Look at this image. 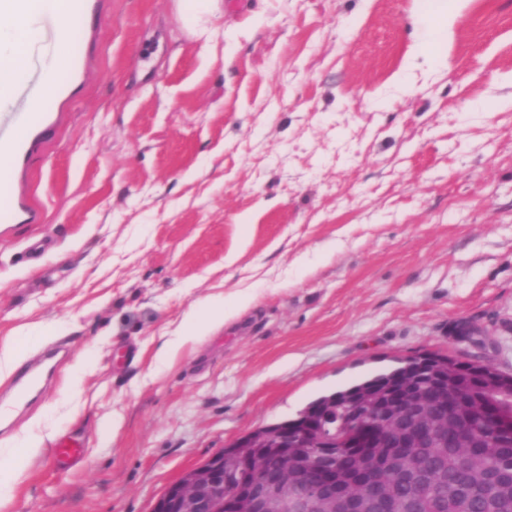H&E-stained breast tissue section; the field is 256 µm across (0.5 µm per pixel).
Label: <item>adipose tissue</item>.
<instances>
[{"mask_svg": "<svg viewBox=\"0 0 512 512\" xmlns=\"http://www.w3.org/2000/svg\"><path fill=\"white\" fill-rule=\"evenodd\" d=\"M177 8L185 26L193 29L198 37L211 40L222 18L219 0H178ZM43 16L55 18L59 23L57 39L44 73L43 90L51 91L61 77L68 49L66 31L71 19L65 11L64 0H35L34 14L0 20V85L14 83L27 75L31 48L43 39L39 23ZM228 304L241 310L249 306L250 299L240 296ZM228 304L212 300L203 306L191 307L181 336L178 340L164 343L158 353L159 361H168L183 344L197 340L212 326L223 323L224 307Z\"/></svg>", "mask_w": 512, "mask_h": 512, "instance_id": "adipose-tissue-1", "label": "adipose tissue"}]
</instances>
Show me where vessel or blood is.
Returning <instances> with one entry per match:
<instances>
[{
    "instance_id": "1",
    "label": "vessel or blood",
    "mask_w": 512,
    "mask_h": 512,
    "mask_svg": "<svg viewBox=\"0 0 512 512\" xmlns=\"http://www.w3.org/2000/svg\"><path fill=\"white\" fill-rule=\"evenodd\" d=\"M106 7V0H68L71 19L84 24V43L97 40ZM89 71V57L82 50L72 54L68 77L53 92L47 93L36 85L22 82L0 88V157L7 161L6 166L0 169V183L10 188L6 200L0 202L1 222L10 226L41 222L42 213L23 186L28 162L38 146L52 139L64 107L75 100ZM21 94L37 101L36 111L14 110L13 104ZM63 353L60 347L48 349L41 359L24 365L12 378L7 396L0 399L1 423H9L12 413L40 392L49 378L50 363Z\"/></svg>"
}]
</instances>
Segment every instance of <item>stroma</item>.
<instances>
[{
	"mask_svg": "<svg viewBox=\"0 0 512 512\" xmlns=\"http://www.w3.org/2000/svg\"><path fill=\"white\" fill-rule=\"evenodd\" d=\"M429 2L242 0L206 47L176 0H112L99 75L31 162L45 221L0 238V344L69 349L0 433L42 438L0 512H151L216 450L418 354L512 373V0H450L402 88ZM240 292L158 364L191 306ZM61 435L85 443L64 472Z\"/></svg>",
	"mask_w": 512,
	"mask_h": 512,
	"instance_id": "obj_1",
	"label": "stroma"
}]
</instances>
